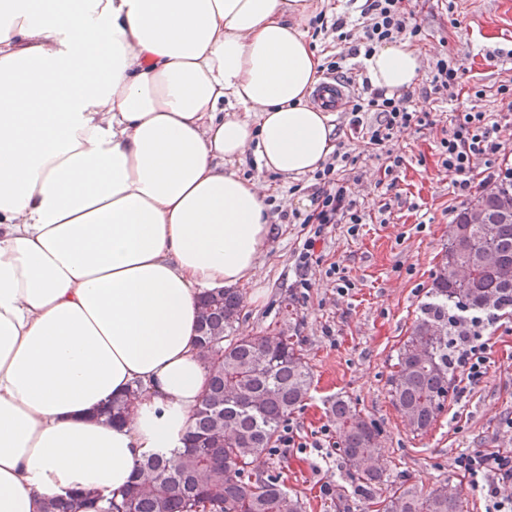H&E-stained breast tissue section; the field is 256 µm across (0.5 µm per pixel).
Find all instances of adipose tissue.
<instances>
[{
  "label": "adipose tissue",
  "mask_w": 512,
  "mask_h": 512,
  "mask_svg": "<svg viewBox=\"0 0 512 512\" xmlns=\"http://www.w3.org/2000/svg\"><path fill=\"white\" fill-rule=\"evenodd\" d=\"M316 0H0V512L123 490L181 447L206 383L203 291L250 283L266 187L336 149L311 104ZM413 86L405 42L364 61ZM134 415L91 414L134 384Z\"/></svg>",
  "instance_id": "ef3b65f1"
}]
</instances>
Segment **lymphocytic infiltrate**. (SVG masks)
<instances>
[{"label": "lymphocytic infiltrate", "instance_id": "lymphocytic-infiltrate-1", "mask_svg": "<svg viewBox=\"0 0 512 512\" xmlns=\"http://www.w3.org/2000/svg\"><path fill=\"white\" fill-rule=\"evenodd\" d=\"M360 7V17L348 20L340 15L330 25L342 49L327 62L330 74L341 73L347 60L366 57L377 44L407 35L417 37L420 27L414 9L405 0H348ZM414 94L405 90L393 94L385 89L362 83L348 108L350 130L361 133L373 150L384 158L386 190H393L392 176L405 165L402 153L390 147L395 134L422 131L437 122L432 110L415 107ZM452 130L440 140L443 166L453 172V195L467 200L475 188L477 174L486 181L512 180V152L498 136L499 123L482 111H461L451 118ZM358 156L339 152L318 171L315 185L316 206L305 217L315 227V237L322 236L329 226L346 225L350 235H357L365 221V213L352 195L350 175ZM460 390L479 384L487 375L492 361L489 344L482 334L465 337L456 360ZM470 486L481 491L487 502L486 512H512V448L487 450L471 448L456 459Z\"/></svg>", "mask_w": 512, "mask_h": 512}]
</instances>
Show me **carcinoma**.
<instances>
[{"mask_svg":"<svg viewBox=\"0 0 512 512\" xmlns=\"http://www.w3.org/2000/svg\"><path fill=\"white\" fill-rule=\"evenodd\" d=\"M476 209L487 223L468 224ZM456 225L469 233L449 239L390 377L391 403L416 434L427 432L445 408L455 372L448 349L474 332L458 313L512 315V183L479 196ZM458 262L476 268L465 288L448 280L449 267ZM242 303L232 288L208 292L200 301L196 346L207 385L184 447L138 459L119 496L74 489L46 502L42 512H306L303 499L270 473L268 461L281 424L308 394L311 370L291 336L234 335ZM141 391L131 387L95 419H129ZM329 414L350 486V495L335 498L336 512H349L351 499L376 512H467L461 490L450 481L423 490L389 479L382 431L353 402L338 397Z\"/></svg>","mask_w":512,"mask_h":512,"instance_id":"carcinoma-1","label":"carcinoma"}]
</instances>
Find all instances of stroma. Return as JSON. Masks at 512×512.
I'll return each instance as SVG.
<instances>
[{"instance_id": "1", "label": "stroma", "mask_w": 512, "mask_h": 512, "mask_svg": "<svg viewBox=\"0 0 512 512\" xmlns=\"http://www.w3.org/2000/svg\"><path fill=\"white\" fill-rule=\"evenodd\" d=\"M419 36L410 44L418 53L421 80L414 86L415 103L434 108L425 94V80L439 54L455 57L465 69L466 88L485 89L481 99L459 95L463 105L492 113L503 133H512V106L502 101L499 86H512V0H427L417 9ZM346 112L334 123L336 140L359 155L353 191L367 223L358 235L338 224L315 238L316 264L308 272L311 286L295 294L296 253L312 236L305 216L312 210L314 174L283 180L259 173L254 156L239 167L244 177L261 175L273 188L270 208H283L287 219L276 232L250 284L241 288L243 311L237 324L241 336L285 333L298 340L312 372V386L302 406L289 415L301 447L279 448L270 464L288 489L297 492L306 512H326L330 493L347 489L341 453L327 443L328 408L336 397L350 399L365 418L382 429L391 480L434 487L447 479L461 480L454 462L468 448H512V431L503 421L512 414V315L485 324L493 366L483 381L464 394L450 393L447 405L428 432L412 434L388 390L396 350L407 336L418 305L426 298L432 274L448 245L449 226L461 204L449 194L454 178L441 164L440 140L448 120L422 133L401 134L394 145L406 167L388 197L377 182L382 162L360 138L350 133ZM389 202L390 215L379 213ZM343 269L352 282L349 292L337 289L326 274L330 265Z\"/></svg>"}]
</instances>
